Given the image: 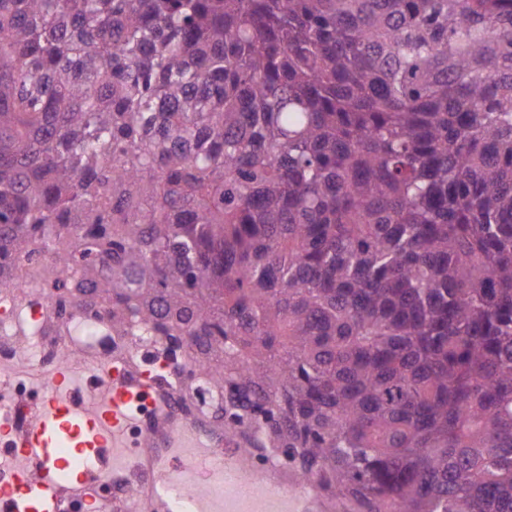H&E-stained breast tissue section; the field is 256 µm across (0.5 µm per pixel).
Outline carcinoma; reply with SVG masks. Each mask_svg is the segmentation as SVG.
<instances>
[{
  "mask_svg": "<svg viewBox=\"0 0 512 512\" xmlns=\"http://www.w3.org/2000/svg\"><path fill=\"white\" fill-rule=\"evenodd\" d=\"M112 240V329L351 512H512V0H0V261Z\"/></svg>",
  "mask_w": 512,
  "mask_h": 512,
  "instance_id": "obj_1",
  "label": "carcinoma"
}]
</instances>
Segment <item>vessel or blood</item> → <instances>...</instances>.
<instances>
[{
	"label": "vessel or blood",
	"instance_id": "b4317fda",
	"mask_svg": "<svg viewBox=\"0 0 512 512\" xmlns=\"http://www.w3.org/2000/svg\"><path fill=\"white\" fill-rule=\"evenodd\" d=\"M171 385L156 367L101 364L97 403L65 370L43 380L44 394L23 428L0 427V512H60L72 490L111 472L115 512H304L308 494L290 490L272 462L264 479L242 450L203 418L182 420L162 395Z\"/></svg>",
	"mask_w": 512,
	"mask_h": 512
}]
</instances>
